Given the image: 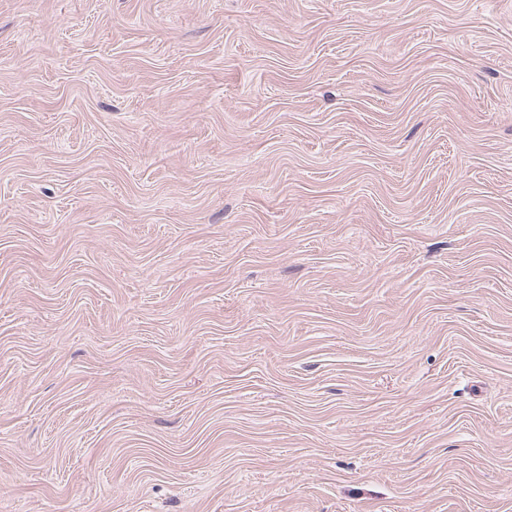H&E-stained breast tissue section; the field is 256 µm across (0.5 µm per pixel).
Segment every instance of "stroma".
I'll list each match as a JSON object with an SVG mask.
<instances>
[{"instance_id":"35a3bbf8","label":"stroma","mask_w":512,"mask_h":512,"mask_svg":"<svg viewBox=\"0 0 512 512\" xmlns=\"http://www.w3.org/2000/svg\"><path fill=\"white\" fill-rule=\"evenodd\" d=\"M0 512H512V0H0Z\"/></svg>"}]
</instances>
